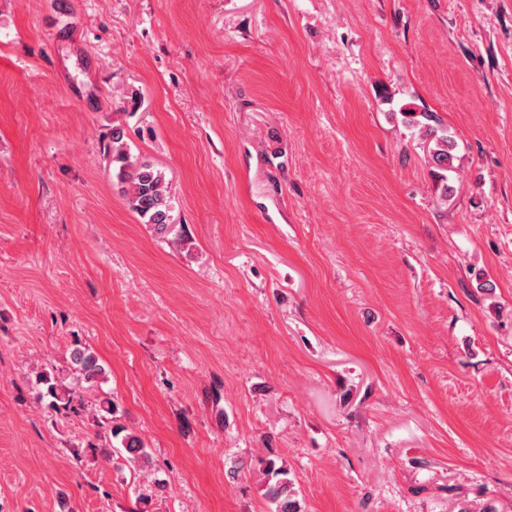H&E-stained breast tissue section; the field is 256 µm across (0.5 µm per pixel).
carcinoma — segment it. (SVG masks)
Listing matches in <instances>:
<instances>
[{"instance_id":"obj_1","label":"carcinoma","mask_w":512,"mask_h":512,"mask_svg":"<svg viewBox=\"0 0 512 512\" xmlns=\"http://www.w3.org/2000/svg\"><path fill=\"white\" fill-rule=\"evenodd\" d=\"M406 123L424 129L429 139L428 151L435 167L442 171L453 168L457 142L448 128L431 112H403ZM126 133L122 126L112 127L104 155L110 158L113 174L129 208L151 225L156 233L164 235L171 225V197L164 172L149 160L130 155L125 142ZM73 370L77 377L93 383L102 375L103 368L97 357L87 349H77L72 357ZM121 456L130 468H141L148 462L149 455L144 441L133 433L122 438ZM267 477L264 497L271 512H300L293 499L288 470L274 459L262 461Z\"/></svg>"}]
</instances>
